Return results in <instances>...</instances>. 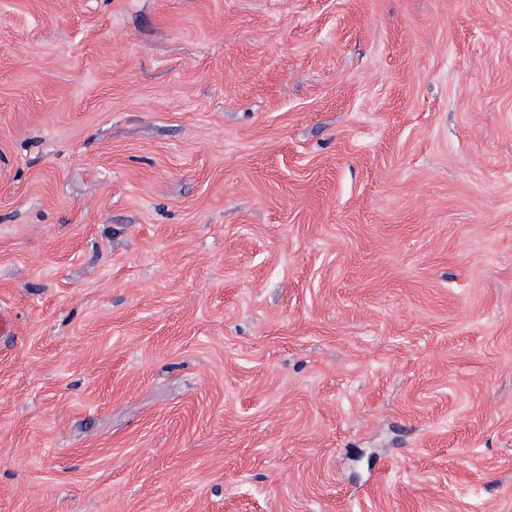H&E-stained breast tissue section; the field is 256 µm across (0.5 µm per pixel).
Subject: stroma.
Listing matches in <instances>:
<instances>
[{"mask_svg":"<svg viewBox=\"0 0 512 512\" xmlns=\"http://www.w3.org/2000/svg\"><path fill=\"white\" fill-rule=\"evenodd\" d=\"M0 512H512V0H0Z\"/></svg>","mask_w":512,"mask_h":512,"instance_id":"obj_1","label":"stroma"}]
</instances>
